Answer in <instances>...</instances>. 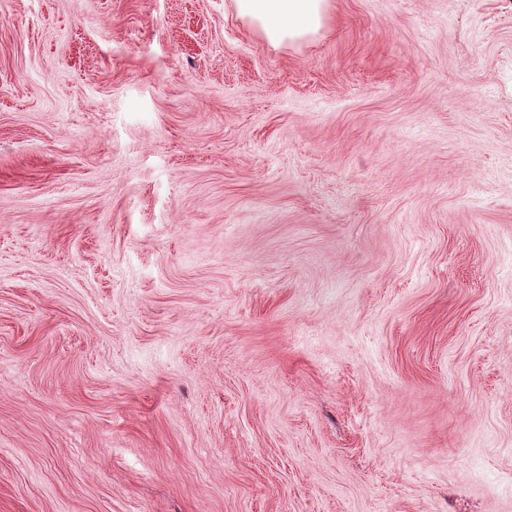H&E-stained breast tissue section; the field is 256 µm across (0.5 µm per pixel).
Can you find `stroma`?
<instances>
[{
  "mask_svg": "<svg viewBox=\"0 0 512 512\" xmlns=\"http://www.w3.org/2000/svg\"><path fill=\"white\" fill-rule=\"evenodd\" d=\"M0 512H512V0H0ZM238 17L258 29L277 47L319 33L330 8V0H233Z\"/></svg>",
  "mask_w": 512,
  "mask_h": 512,
  "instance_id": "35a3bbf8",
  "label": "stroma"
}]
</instances>
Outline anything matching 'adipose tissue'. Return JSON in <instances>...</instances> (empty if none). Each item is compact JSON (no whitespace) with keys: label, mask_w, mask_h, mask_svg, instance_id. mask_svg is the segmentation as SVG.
Returning a JSON list of instances; mask_svg holds the SVG:
<instances>
[{"label":"adipose tissue","mask_w":512,"mask_h":512,"mask_svg":"<svg viewBox=\"0 0 512 512\" xmlns=\"http://www.w3.org/2000/svg\"><path fill=\"white\" fill-rule=\"evenodd\" d=\"M238 17L258 29L272 46L319 33L330 0H233Z\"/></svg>","instance_id":"ef3b65f1"}]
</instances>
